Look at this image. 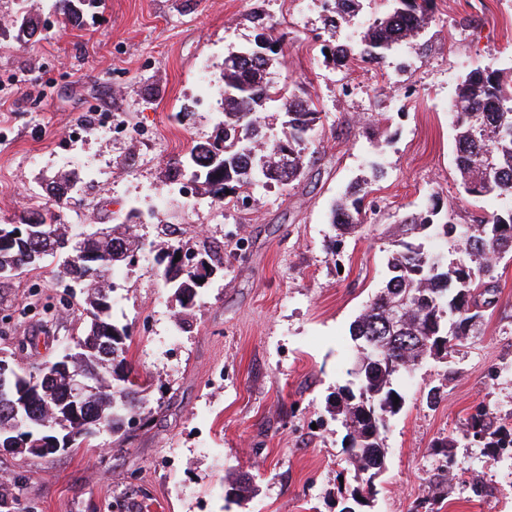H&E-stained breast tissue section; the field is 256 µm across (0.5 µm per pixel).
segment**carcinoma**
<instances>
[{"label":"carcinoma","instance_id":"carcinoma-1","mask_svg":"<svg viewBox=\"0 0 512 512\" xmlns=\"http://www.w3.org/2000/svg\"><path fill=\"white\" fill-rule=\"evenodd\" d=\"M97 0H55L60 24L80 25L82 3ZM360 0H334L336 20L357 11ZM435 0H394L384 15L374 19L360 39L359 48L336 43L328 47L333 60L346 66L354 59L382 63L393 46L419 36L434 9ZM39 22L24 16L16 38L27 42ZM269 56L224 58V156L214 161L210 142H200L187 153L183 169L202 182L212 201L246 198L247 190L264 180L283 187L303 174L321 112L313 102L272 91L269 78L274 56L281 52L270 35ZM280 101L286 120L280 137L264 140L259 110ZM454 124L456 166L465 193L495 195L508 202L500 212L471 224L440 222L436 205L408 216L393 234L388 259L389 278L366 305L352 326L359 357L355 381L336 391V415L346 429V450L360 487L378 477L385 467L384 433L391 417L401 410L394 404L405 374L427 358L446 360L456 347L475 333L483 308L496 297V267L512 254V75L499 69L469 72L456 91ZM75 182L62 175L51 188V204L28 212L21 226L0 224V278H10L41 267L43 254L58 258L57 279L81 290L84 335L65 345L51 361L0 383V448L43 457L38 448H78L91 437L108 433L122 437L126 425L141 419L147 408L148 386L128 359V327L112 319L115 292L113 273L131 263L143 243L133 224H113L105 238L88 239L74 251L68 242L64 210L72 204ZM368 180L346 191L333 205L330 221L338 236L356 232L365 223L362 210ZM441 235L452 241L468 263L446 262L431 254L420 235ZM164 261L152 268L164 286L173 290L186 310L201 304L200 281L224 265V251L216 246L198 250L204 261L187 267L175 261L182 244L161 248ZM402 308L395 316L393 311ZM90 374L92 390L78 403L68 400V371ZM464 436L498 454L512 448V425L478 404L465 419Z\"/></svg>","mask_w":512,"mask_h":512}]
</instances>
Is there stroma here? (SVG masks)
Segmentation results:
<instances>
[{"mask_svg": "<svg viewBox=\"0 0 512 512\" xmlns=\"http://www.w3.org/2000/svg\"><path fill=\"white\" fill-rule=\"evenodd\" d=\"M391 4L362 0L333 31L321 0H102L74 28L48 0H0V224L42 208L67 160L87 223L132 212L151 242L155 211L182 242L223 247L229 264L190 310L147 262L120 271L112 318L132 334L151 412L121 443L103 433L44 459L0 449V512H339L355 482L331 406L352 380L350 326L388 279L389 231L431 199L457 224L502 207L461 187L449 109L471 70H512V0H436L419 36L379 67L323 56ZM27 15L41 31L21 44L15 23ZM270 31L283 50L273 81L321 112L304 176L284 190L254 187L245 207L213 203L199 185L193 205L161 196L189 148L217 132L225 57ZM74 126L85 131L76 143ZM375 164L376 211L331 252V206ZM55 267L0 280V348L48 327L81 335L78 313L55 308ZM399 391L363 512H512V465L461 436L475 405L512 411V258L498 265L480 333L450 361H425ZM449 436L448 463L436 443ZM238 475L254 486L241 503L226 494Z\"/></svg>", "mask_w": 512, "mask_h": 512, "instance_id": "obj_1", "label": "stroma"}]
</instances>
